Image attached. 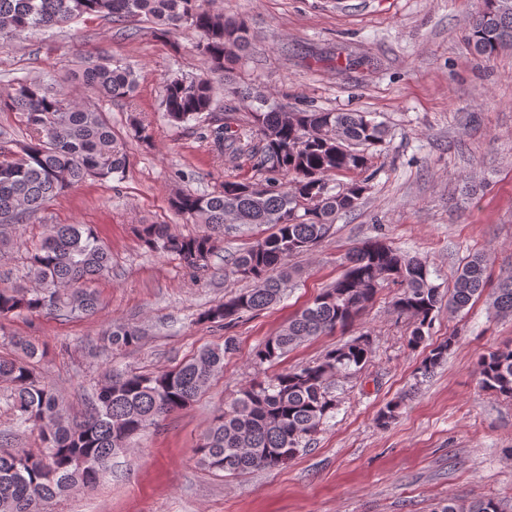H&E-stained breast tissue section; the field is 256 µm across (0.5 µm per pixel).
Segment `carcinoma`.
Listing matches in <instances>:
<instances>
[{"label": "carcinoma", "instance_id": "cac0c4a2", "mask_svg": "<svg viewBox=\"0 0 512 512\" xmlns=\"http://www.w3.org/2000/svg\"><path fill=\"white\" fill-rule=\"evenodd\" d=\"M106 20L122 34L144 22L167 32L183 27L201 34L197 53L208 73L172 77L162 86V105L174 123L203 124L202 138L236 167L249 163L255 179H226L218 193H179L172 207L203 233L183 236L167 224H141L144 246L174 254L194 274L208 270L210 258L228 224L269 225L261 237L233 261V273L251 283L201 313L199 320L226 329L245 314L269 308L291 281L288 262L321 244L336 216L355 210L367 182L352 179L336 188L328 176L362 172L371 155L358 146L385 140L383 123L367 112L293 111L263 92L252 95L246 118L226 112L209 121L219 87L250 44L247 19L226 15L212 0H0V40L46 31L88 18ZM465 41L483 61L512 47V0H482L465 30ZM99 102L126 101L136 90L134 70L109 56L90 58L73 75ZM17 114L26 131L21 141L0 140V233L25 224L50 200L89 179H121L127 153L105 112L77 100L64 89L52 91L19 81L0 111ZM344 272L253 354L259 364H274L298 344L350 328L373 302L390 273L398 285L392 305L412 319L409 344L425 340L435 311L448 298V311L460 312L480 297L487 267L474 255L457 273L450 294L430 281L426 259L408 256L380 238H370L343 257ZM112 274V251L90 224H45L39 243L27 257V275L35 288H23L0 276V320L21 311L55 317L95 314L99 297L90 284ZM492 307L512 316V276L498 282ZM139 330L119 322L103 334V349L118 351L141 342ZM11 358H0V405L11 412V435L37 432L41 448H0V512H51V506L78 488H92L112 469V459L130 450L131 439L189 405L224 370V358L236 351V339L204 347L184 362L159 372H110L94 388L86 408L72 414L58 391L35 369L45 347L34 339L10 336ZM452 341L432 348L418 373L428 376L445 360ZM369 341L361 335L331 349L317 362L284 370L243 388L228 409L216 416L194 449L198 462L231 476L283 468L300 453L336 408L330 379L359 372L368 362ZM480 382L490 392L512 397V347L479 361ZM405 396L388 402L377 415L385 428L395 420ZM443 512H501L491 499L459 504L448 499Z\"/></svg>", "mask_w": 512, "mask_h": 512}]
</instances>
